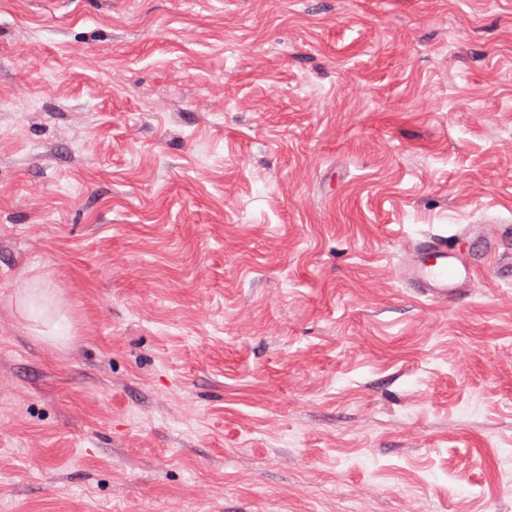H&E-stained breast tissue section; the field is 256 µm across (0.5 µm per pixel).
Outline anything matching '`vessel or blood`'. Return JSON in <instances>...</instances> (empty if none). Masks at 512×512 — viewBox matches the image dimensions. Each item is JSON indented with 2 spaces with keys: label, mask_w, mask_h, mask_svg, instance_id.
Returning <instances> with one entry per match:
<instances>
[{
  "label": "vessel or blood",
  "mask_w": 512,
  "mask_h": 512,
  "mask_svg": "<svg viewBox=\"0 0 512 512\" xmlns=\"http://www.w3.org/2000/svg\"><path fill=\"white\" fill-rule=\"evenodd\" d=\"M468 235L466 228H457L452 236L432 235L414 249L400 271V279L419 296L442 300L455 291L462 283L473 280L486 269L499 265L500 243L488 240L479 261L456 263L448 251L449 238L463 239Z\"/></svg>",
  "instance_id": "1"
}]
</instances>
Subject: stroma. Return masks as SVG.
<instances>
[{
	"mask_svg": "<svg viewBox=\"0 0 512 512\" xmlns=\"http://www.w3.org/2000/svg\"><path fill=\"white\" fill-rule=\"evenodd\" d=\"M512 0H0V512H512ZM500 242L488 240L478 262L453 260L448 252V237L432 235L414 249L405 266L400 270V280L419 296L431 300L448 298L462 283L473 280L487 268L499 266Z\"/></svg>",
	"mask_w": 512,
	"mask_h": 512,
	"instance_id": "1",
	"label": "stroma"
}]
</instances>
